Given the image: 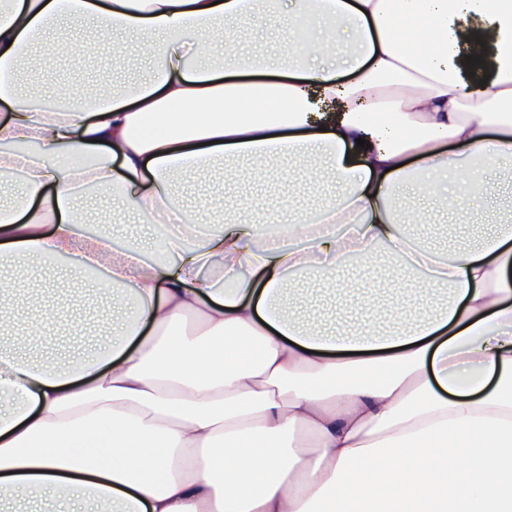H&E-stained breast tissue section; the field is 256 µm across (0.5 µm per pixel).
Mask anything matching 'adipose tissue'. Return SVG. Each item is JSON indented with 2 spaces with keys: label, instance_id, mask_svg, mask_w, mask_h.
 <instances>
[{
  "label": "adipose tissue",
  "instance_id": "adipose-tissue-1",
  "mask_svg": "<svg viewBox=\"0 0 512 512\" xmlns=\"http://www.w3.org/2000/svg\"><path fill=\"white\" fill-rule=\"evenodd\" d=\"M286 38L243 55L239 25ZM470 30H463L467 19ZM139 35L148 81L41 106L28 50L64 21ZM367 147H358V140ZM289 155L329 171L319 206L185 220L182 176ZM0 267L71 259L107 292L109 345L69 366L0 350V501L54 496L95 512H512V224L451 255L406 231L417 200L463 209L450 171L512 179V0H0ZM95 191L154 230L156 261L83 230ZM392 261L451 290L410 329L321 331L289 276L360 310L347 256ZM251 269L243 277L242 269ZM0 278V338L58 321Z\"/></svg>",
  "mask_w": 512,
  "mask_h": 512
}]
</instances>
